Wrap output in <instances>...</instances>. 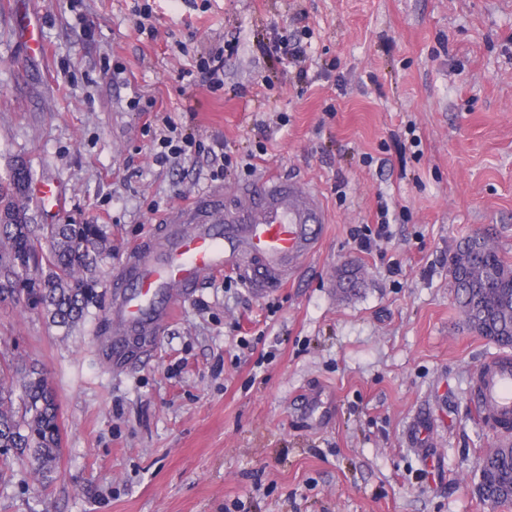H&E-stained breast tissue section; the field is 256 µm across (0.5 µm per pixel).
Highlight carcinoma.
Listing matches in <instances>:
<instances>
[{"label":"carcinoma","mask_w":512,"mask_h":512,"mask_svg":"<svg viewBox=\"0 0 512 512\" xmlns=\"http://www.w3.org/2000/svg\"><path fill=\"white\" fill-rule=\"evenodd\" d=\"M32 174L17 168L0 179V300L17 274L38 276L35 303L52 323L71 329L101 298L90 276L106 243L102 225L70 219L64 224L30 223ZM455 298L467 325L503 347H512V263L484 238L469 237L448 259ZM59 405L47 378L30 369L17 374L0 361V448L52 481L61 455ZM480 496L492 503L512 501V447L496 448L480 463Z\"/></svg>","instance_id":"1"}]
</instances>
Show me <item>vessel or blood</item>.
<instances>
[{
  "label": "vessel or blood",
  "mask_w": 512,
  "mask_h": 512,
  "mask_svg": "<svg viewBox=\"0 0 512 512\" xmlns=\"http://www.w3.org/2000/svg\"><path fill=\"white\" fill-rule=\"evenodd\" d=\"M184 229L169 236L159 253L140 247L114 287L120 301L112 316L132 336L157 331L169 318L177 296L221 273L239 250H249L260 267L252 285L284 269H296L314 255L323 233L325 212L319 196L276 175L240 189L234 212L211 193L173 212ZM470 397L481 421L496 434L512 431V356L483 360L471 378Z\"/></svg>",
  "instance_id": "1"
}]
</instances>
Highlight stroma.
<instances>
[{
    "mask_svg": "<svg viewBox=\"0 0 512 512\" xmlns=\"http://www.w3.org/2000/svg\"><path fill=\"white\" fill-rule=\"evenodd\" d=\"M218 52L223 88L183 79ZM170 121L203 152L156 163ZM217 145L235 165L214 182ZM21 162L66 195L33 223L82 218L109 243L74 331L0 302V360L44 372L62 434L54 480L13 465L0 512H512L476 490L499 442L468 398L502 348L448 274L478 233L512 259V0H0V177ZM266 172L320 195L316 254L265 293L215 275L113 350L134 247ZM383 216L390 239L359 252Z\"/></svg>",
    "mask_w": 512,
    "mask_h": 512,
    "instance_id": "stroma-1",
    "label": "stroma"
}]
</instances>
